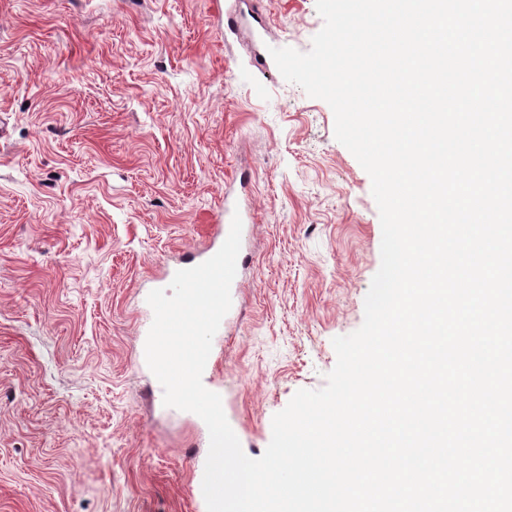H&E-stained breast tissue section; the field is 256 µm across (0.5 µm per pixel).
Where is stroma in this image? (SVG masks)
<instances>
[{"label": "stroma", "instance_id": "1", "mask_svg": "<svg viewBox=\"0 0 512 512\" xmlns=\"http://www.w3.org/2000/svg\"><path fill=\"white\" fill-rule=\"evenodd\" d=\"M0 0V512H197L210 437L163 402L138 332L162 264L232 191L254 220L242 314L203 384L244 453L322 388L381 264L372 182L270 48L315 0Z\"/></svg>", "mask_w": 512, "mask_h": 512}]
</instances>
